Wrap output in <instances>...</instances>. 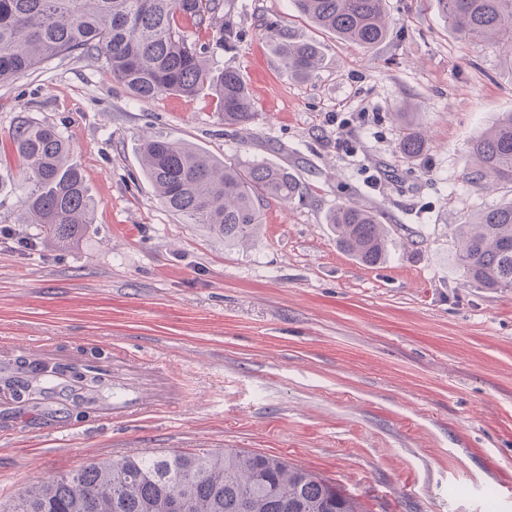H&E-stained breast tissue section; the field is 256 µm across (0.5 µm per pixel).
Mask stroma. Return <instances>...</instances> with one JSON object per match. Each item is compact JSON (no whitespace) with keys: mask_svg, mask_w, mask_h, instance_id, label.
I'll return each mask as SVG.
<instances>
[{"mask_svg":"<svg viewBox=\"0 0 512 512\" xmlns=\"http://www.w3.org/2000/svg\"><path fill=\"white\" fill-rule=\"evenodd\" d=\"M385 11L386 40L362 48L290 0H223L238 39L210 59L250 88L244 128L205 93L135 99L87 56L0 87V341L25 358L43 336L99 348L117 393L154 399L125 418L56 406L0 421V498L100 456L234 448L317 471L365 512H512V289L471 287L456 261L457 225L512 201V183L466 180L471 140L512 113V77L436 0ZM269 23L319 45L316 78L285 71ZM399 112L427 132L416 157L398 148ZM25 117L69 141L98 203L65 245L17 221ZM148 136L288 168L302 192L265 202L253 245L225 246L160 202L139 163ZM341 203L390 225L384 263L337 247Z\"/></svg>","mask_w":512,"mask_h":512,"instance_id":"obj_1","label":"stroma"}]
</instances>
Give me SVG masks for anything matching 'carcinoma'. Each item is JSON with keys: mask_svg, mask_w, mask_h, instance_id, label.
Here are the masks:
<instances>
[{"mask_svg": "<svg viewBox=\"0 0 512 512\" xmlns=\"http://www.w3.org/2000/svg\"><path fill=\"white\" fill-rule=\"evenodd\" d=\"M451 31L477 47L506 49L501 65L512 77V0H436ZM297 13L346 42L373 47L388 34L384 0H292ZM221 0H0V85L45 60L72 55L102 60L112 79L132 96H194L210 91L224 124L255 119L243 76L215 68L207 31L218 44L236 34L230 24L213 30ZM285 69L311 79L323 66L312 41L282 25L266 27ZM399 148L416 156L426 148L418 125L396 113ZM29 186L21 198V224H38L54 242L67 243L93 223L98 202L88 193L69 143L51 125L26 119L12 135ZM475 166L468 181L512 182V113L501 115L471 143ZM140 163L163 205L185 224H198L227 246H246L262 226L268 198L293 199L299 181L288 169L265 163L242 168L178 141L152 138L139 148ZM340 249L372 266L387 259L389 229L380 213L337 205L328 217ZM460 235L457 262L477 288H512V202L476 214ZM35 362L21 361L18 388L36 390L33 406L48 408L52 387ZM363 512L359 499L319 473L281 456L233 448L151 451L100 458L49 480L19 488L0 512Z\"/></svg>", "mask_w": 512, "mask_h": 512, "instance_id": "carcinoma-1", "label": "carcinoma"}]
</instances>
